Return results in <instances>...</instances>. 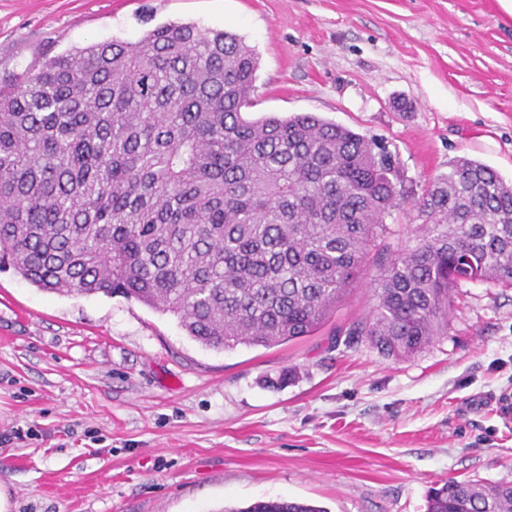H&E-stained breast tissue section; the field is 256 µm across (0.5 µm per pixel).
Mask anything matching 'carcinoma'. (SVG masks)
Listing matches in <instances>:
<instances>
[{"label": "carcinoma", "instance_id": "carcinoma-1", "mask_svg": "<svg viewBox=\"0 0 512 512\" xmlns=\"http://www.w3.org/2000/svg\"><path fill=\"white\" fill-rule=\"evenodd\" d=\"M258 67L234 33L169 23L0 78V264L48 292L135 299L215 350L311 336L371 273L375 304L336 337L396 359L448 332L462 284L512 288L495 169L449 162L413 203L418 239L395 245V155L311 113L244 118ZM427 512H512V481L450 478Z\"/></svg>", "mask_w": 512, "mask_h": 512}]
</instances>
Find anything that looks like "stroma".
<instances>
[{"label":"stroma","instance_id":"1","mask_svg":"<svg viewBox=\"0 0 512 512\" xmlns=\"http://www.w3.org/2000/svg\"><path fill=\"white\" fill-rule=\"evenodd\" d=\"M255 49V120L312 113L396 154L419 194L468 157L512 181V18L497 0H0V77L168 22ZM214 350L122 296L0 268V481L14 512H218L283 497L425 512L445 480H512V288H459L447 335L396 360L334 334Z\"/></svg>","mask_w":512,"mask_h":512}]
</instances>
